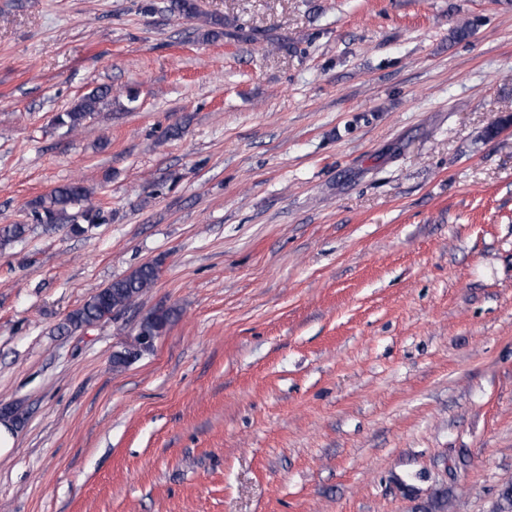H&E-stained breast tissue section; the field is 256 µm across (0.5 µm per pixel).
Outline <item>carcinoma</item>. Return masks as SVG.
I'll list each match as a JSON object with an SVG mask.
<instances>
[{
  "label": "carcinoma",
  "mask_w": 512,
  "mask_h": 512,
  "mask_svg": "<svg viewBox=\"0 0 512 512\" xmlns=\"http://www.w3.org/2000/svg\"><path fill=\"white\" fill-rule=\"evenodd\" d=\"M168 10L185 18H204L210 29L204 34L208 40H219L227 35L224 19L206 16L201 12L198 0H169ZM112 90L100 86L84 95L68 112L58 117V122L75 130L95 113L100 112L111 100ZM34 219L41 224H70L76 233L84 232L85 224H101V209L91 204V191L81 182H71L53 189L49 195L35 201ZM26 231L23 224L0 226V244L7 245L20 238ZM159 275V267L143 264L130 274L117 278L92 295L85 304L69 317L75 327L89 326L102 321L112 313L131 305L151 288ZM171 309H159L150 313L141 323L139 333L154 336L163 331L174 319Z\"/></svg>",
  "instance_id": "cac0c4a2"
}]
</instances>
